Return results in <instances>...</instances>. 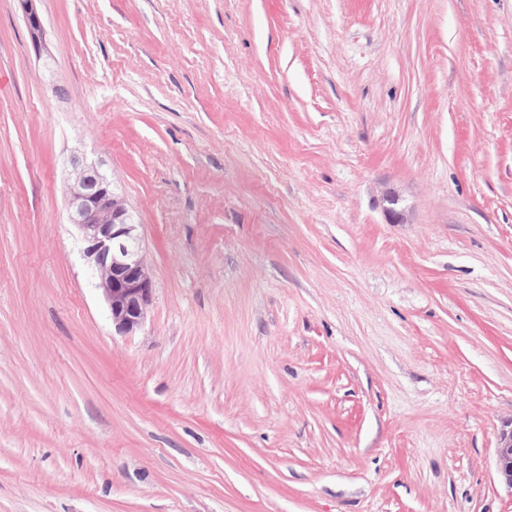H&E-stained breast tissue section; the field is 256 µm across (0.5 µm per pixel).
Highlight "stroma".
<instances>
[{"mask_svg":"<svg viewBox=\"0 0 512 512\" xmlns=\"http://www.w3.org/2000/svg\"><path fill=\"white\" fill-rule=\"evenodd\" d=\"M33 8L37 43L0 0V512H512V0ZM74 154L144 238L128 335ZM64 194L70 224L80 232L112 326L119 333L132 332L144 322L154 289L139 224L93 163L69 160ZM494 453L496 473L512 494V421L503 425Z\"/></svg>","mask_w":512,"mask_h":512,"instance_id":"1","label":"stroma"}]
</instances>
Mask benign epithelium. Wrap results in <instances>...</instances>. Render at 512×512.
Here are the masks:
<instances>
[{"label": "benign epithelium", "instance_id": "7a95c632", "mask_svg": "<svg viewBox=\"0 0 512 512\" xmlns=\"http://www.w3.org/2000/svg\"><path fill=\"white\" fill-rule=\"evenodd\" d=\"M33 39L42 35V22L32 0H21ZM68 218L81 235L84 256L98 279L112 326L129 333L144 322L153 299V281L143 254L138 224L125 201L97 166L69 160L65 181ZM496 473L512 491V421L503 425L494 450Z\"/></svg>", "mask_w": 512, "mask_h": 512}]
</instances>
